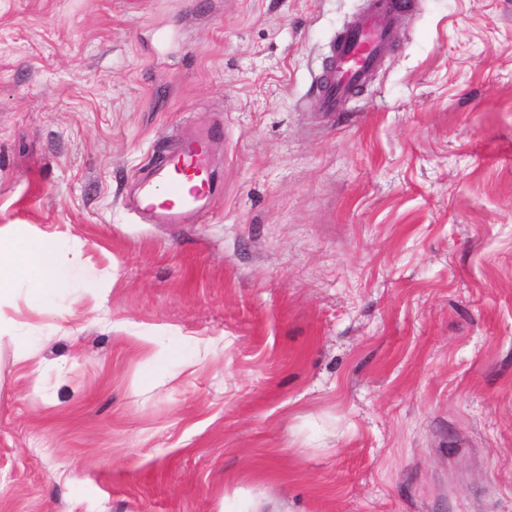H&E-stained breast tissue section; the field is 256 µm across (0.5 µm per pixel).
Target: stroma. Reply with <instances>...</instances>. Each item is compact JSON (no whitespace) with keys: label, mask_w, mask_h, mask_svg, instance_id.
Instances as JSON below:
<instances>
[{"label":"stroma","mask_w":512,"mask_h":512,"mask_svg":"<svg viewBox=\"0 0 512 512\" xmlns=\"http://www.w3.org/2000/svg\"><path fill=\"white\" fill-rule=\"evenodd\" d=\"M417 2L333 116L364 0H0V227L99 282L0 303V512H512V0ZM222 132L220 126L193 122L172 133L167 147L153 156L142 176L135 204L140 223L185 224L190 214L203 209L216 188L209 149Z\"/></svg>","instance_id":"35a3bbf8"}]
</instances>
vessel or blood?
Masks as SVG:
<instances>
[{"label":"vessel or blood","mask_w":512,"mask_h":512,"mask_svg":"<svg viewBox=\"0 0 512 512\" xmlns=\"http://www.w3.org/2000/svg\"><path fill=\"white\" fill-rule=\"evenodd\" d=\"M414 8L415 0H366L329 46L330 56L315 83L323 111L347 109L390 53L394 25ZM222 132L219 126L190 123L172 133L142 176L135 204L140 223L181 224L203 209L215 192L209 149Z\"/></svg>","instance_id":"1"}]
</instances>
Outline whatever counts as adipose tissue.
Returning <instances> with one entry per match:
<instances>
[{
  "label": "adipose tissue",
  "mask_w": 512,
  "mask_h": 512,
  "mask_svg": "<svg viewBox=\"0 0 512 512\" xmlns=\"http://www.w3.org/2000/svg\"><path fill=\"white\" fill-rule=\"evenodd\" d=\"M60 247L53 241H29L0 234V299L8 298L16 279H23L34 303H46L52 289L72 277L69 266L59 262Z\"/></svg>",
  "instance_id": "1"
}]
</instances>
